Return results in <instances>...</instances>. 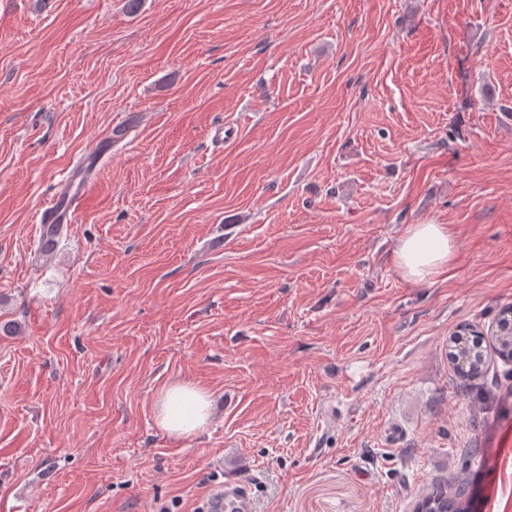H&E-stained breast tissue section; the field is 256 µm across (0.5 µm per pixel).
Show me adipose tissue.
Instances as JSON below:
<instances>
[{
  "instance_id": "obj_1",
  "label": "adipose tissue",
  "mask_w": 512,
  "mask_h": 512,
  "mask_svg": "<svg viewBox=\"0 0 512 512\" xmlns=\"http://www.w3.org/2000/svg\"><path fill=\"white\" fill-rule=\"evenodd\" d=\"M456 251L455 233L446 224H412L399 239L391 262L411 282L442 276L451 269ZM211 417L207 390L187 382L163 388L154 405L157 426L170 436L189 437Z\"/></svg>"
}]
</instances>
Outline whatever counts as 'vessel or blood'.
<instances>
[{
    "mask_svg": "<svg viewBox=\"0 0 512 512\" xmlns=\"http://www.w3.org/2000/svg\"><path fill=\"white\" fill-rule=\"evenodd\" d=\"M106 154V149L101 148L79 159L41 209L40 223L69 224L73 222L85 199L89 185L87 174L99 166ZM207 512H253V503L245 493L236 492L227 495L219 489L212 493L207 504Z\"/></svg>",
    "mask_w": 512,
    "mask_h": 512,
    "instance_id": "1",
    "label": "vessel or blood"
}]
</instances>
